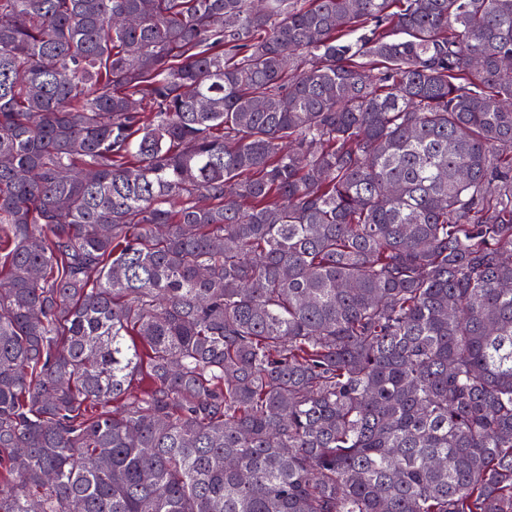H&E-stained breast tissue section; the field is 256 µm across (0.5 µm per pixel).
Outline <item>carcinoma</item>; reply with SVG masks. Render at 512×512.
<instances>
[{
    "mask_svg": "<svg viewBox=\"0 0 512 512\" xmlns=\"http://www.w3.org/2000/svg\"><path fill=\"white\" fill-rule=\"evenodd\" d=\"M509 60L512 0H0V512H512Z\"/></svg>",
    "mask_w": 512,
    "mask_h": 512,
    "instance_id": "obj_1",
    "label": "carcinoma"
}]
</instances>
